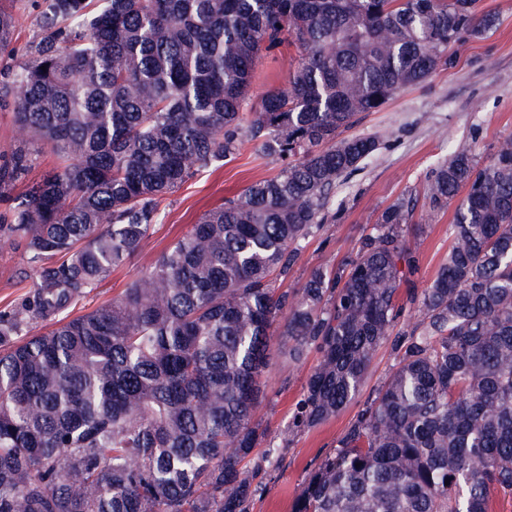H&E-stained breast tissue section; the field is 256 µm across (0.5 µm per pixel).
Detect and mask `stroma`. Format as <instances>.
<instances>
[{
  "mask_svg": "<svg viewBox=\"0 0 512 512\" xmlns=\"http://www.w3.org/2000/svg\"><path fill=\"white\" fill-rule=\"evenodd\" d=\"M477 10L494 14L496 26L482 35L463 37L449 47L448 67L405 89L383 111L364 115L351 128V135L376 137L378 148L359 170L337 182L323 211V227L303 241L285 288L301 287L315 266L355 254L366 230L403 198L415 204L412 281L419 289L432 283L452 244L448 228L455 209H430L425 193L429 176L447 158L449 146L468 148L484 161L500 141L512 137V0H478ZM297 64L293 47L263 53L251 89L252 103H259L267 91L286 88ZM279 169V162L248 143L224 167L186 181L162 201L164 219L138 254L84 300V309L119 298L136 275L151 267L204 212ZM29 275L22 247L0 240V310L21 300ZM317 360L316 352H308L292 370L284 351L274 352L266 395L255 418L266 427L268 443L283 448L284 457L268 467L252 512H293L309 473L335 447L359 408L354 402L320 425L289 430Z\"/></svg>",
  "mask_w": 512,
  "mask_h": 512,
  "instance_id": "stroma-1",
  "label": "stroma"
}]
</instances>
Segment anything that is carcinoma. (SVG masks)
Returning <instances> with one entry per match:
<instances>
[{
  "label": "carcinoma",
  "instance_id": "1",
  "mask_svg": "<svg viewBox=\"0 0 512 512\" xmlns=\"http://www.w3.org/2000/svg\"><path fill=\"white\" fill-rule=\"evenodd\" d=\"M476 0H0V101L22 138L0 197L43 147L56 166L0 217L24 298L0 310V512H250L266 471L255 420L278 336L314 349L294 427L356 399L377 348L396 363L309 475L295 512H495L512 495V139L456 149L428 181L461 189L453 245L409 291L414 207L386 208L356 254L276 286L322 228L336 183L377 150L361 116L448 66L492 26ZM293 46L286 90L249 106L263 53ZM250 142L281 164L199 218L112 302L77 305L128 263L183 183ZM51 328L34 332L38 323ZM40 20L39 8L28 4L19 19L17 45L20 48L26 49L29 43L39 34Z\"/></svg>",
  "mask_w": 512,
  "mask_h": 512
}]
</instances>
